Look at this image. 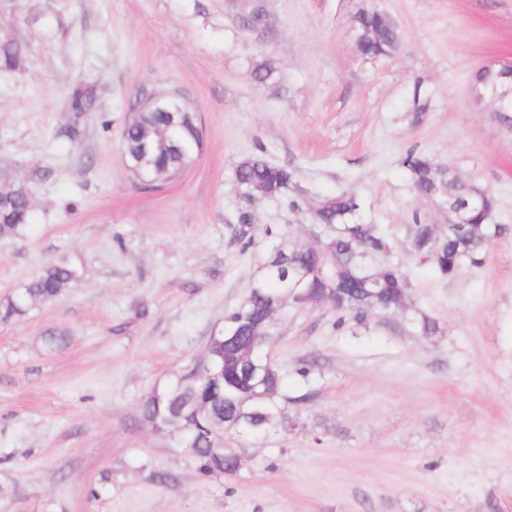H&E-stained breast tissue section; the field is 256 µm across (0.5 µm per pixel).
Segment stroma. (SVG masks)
Instances as JSON below:
<instances>
[{
	"label": "stroma",
	"instance_id": "stroma-1",
	"mask_svg": "<svg viewBox=\"0 0 512 512\" xmlns=\"http://www.w3.org/2000/svg\"><path fill=\"white\" fill-rule=\"evenodd\" d=\"M262 5L259 37L237 18L251 0H0V29L27 47L20 69L0 70V168L33 200L24 234L0 238V301L59 258L83 269L55 303L0 320V512H512V237L489 244L483 267L438 277L407 228L415 209L447 219L401 165L409 149L428 154L491 189L496 222L512 225V123L470 95L478 69L512 63V0ZM362 9L394 22L396 53L358 51ZM80 83L97 102L77 117ZM417 89L429 107L415 125ZM155 92L193 107L205 148L144 187L121 134ZM253 154L297 169L301 214L241 197L232 172ZM344 191L388 231L439 333L399 313L340 328L327 308L289 312L268 351L289 394L308 396L290 409L298 427L271 443L225 438L238 475L201 476L177 434L143 423V399L243 299L261 228L312 245L311 211ZM53 328L69 339L50 352Z\"/></svg>",
	"mask_w": 512,
	"mask_h": 512
}]
</instances>
